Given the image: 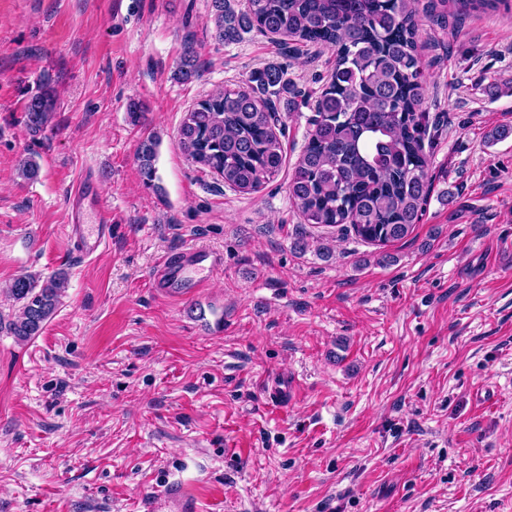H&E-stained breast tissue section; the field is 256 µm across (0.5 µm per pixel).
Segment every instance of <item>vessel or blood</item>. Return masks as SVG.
Returning <instances> with one entry per match:
<instances>
[{
    "instance_id": "vessel-or-blood-1",
    "label": "vessel or blood",
    "mask_w": 512,
    "mask_h": 512,
    "mask_svg": "<svg viewBox=\"0 0 512 512\" xmlns=\"http://www.w3.org/2000/svg\"><path fill=\"white\" fill-rule=\"evenodd\" d=\"M70 222L80 254L94 253L105 240L111 216L102 199V192L90 179H83L69 196ZM206 267L210 273L219 274L224 270L220 254L200 248L179 252L176 258L163 261L160 271L154 276L158 288H185L196 293L199 281L188 276L192 267Z\"/></svg>"
}]
</instances>
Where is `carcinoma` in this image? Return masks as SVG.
Instances as JSON below:
<instances>
[{
	"label": "carcinoma",
	"instance_id": "carcinoma-1",
	"mask_svg": "<svg viewBox=\"0 0 512 512\" xmlns=\"http://www.w3.org/2000/svg\"><path fill=\"white\" fill-rule=\"evenodd\" d=\"M512 0H461L480 13H508ZM418 0H212L215 38L232 42L251 28L305 45L336 50L328 86L315 101L308 142L288 182L305 224L353 231L385 246L406 239L421 223L432 177L422 111L426 81L417 42ZM286 71L270 66L252 75L256 87H224L186 112L179 141L192 162L244 193L259 191L282 169L274 97L288 88ZM177 77H199L197 50L184 45ZM54 102L47 93L29 99L26 124L47 128ZM157 142L137 155L147 179L155 174ZM65 277L20 275L8 290L16 312L0 324L17 339L41 335L57 312Z\"/></svg>",
	"mask_w": 512,
	"mask_h": 512
}]
</instances>
